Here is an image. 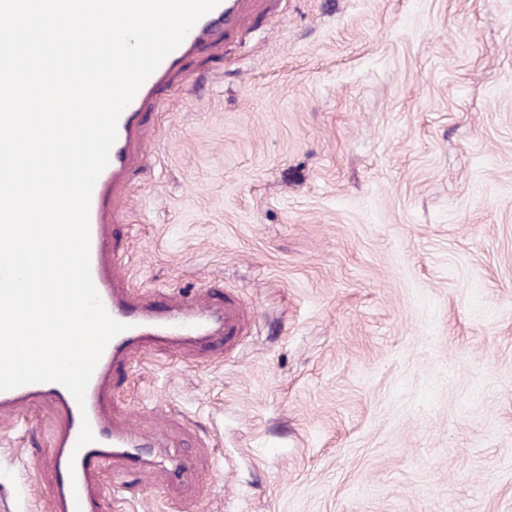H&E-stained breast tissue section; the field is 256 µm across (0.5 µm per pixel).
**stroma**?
<instances>
[{"label": "stroma", "instance_id": "obj_1", "mask_svg": "<svg viewBox=\"0 0 512 512\" xmlns=\"http://www.w3.org/2000/svg\"><path fill=\"white\" fill-rule=\"evenodd\" d=\"M157 110L127 197L144 294L250 310L209 364L135 362L120 415L195 484L104 512H512V0H279ZM0 414V512L55 425Z\"/></svg>", "mask_w": 512, "mask_h": 512}]
</instances>
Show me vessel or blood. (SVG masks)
I'll list each match as a JSON object with an SVG mask.
<instances>
[{
  "mask_svg": "<svg viewBox=\"0 0 512 512\" xmlns=\"http://www.w3.org/2000/svg\"><path fill=\"white\" fill-rule=\"evenodd\" d=\"M250 0H220L163 59L123 110L108 166L94 185L89 208V257L92 281L107 313L125 329L105 347L89 381L84 404L55 382L32 383L0 392V411L25 415L34 404L51 407L56 426L40 465L49 476L44 512H100L106 495L101 481L113 457L150 476L163 470L175 483L191 477L185 459L165 456L157 438L141 432L132 420L116 421L115 395L130 376L133 359L156 351L207 362L234 349L248 332L250 314L233 296L213 300L209 294L143 296L131 287L124 234L126 191L133 177L153 160L149 107L163 103L175 79L187 78L185 62L220 35L231 36L245 23ZM93 442L78 446L82 424Z\"/></svg>",
  "mask_w": 512,
  "mask_h": 512,
  "instance_id": "obj_1",
  "label": "vessel or blood"
}]
</instances>
